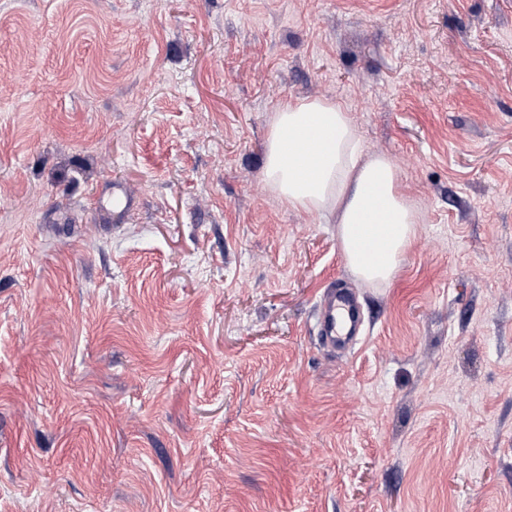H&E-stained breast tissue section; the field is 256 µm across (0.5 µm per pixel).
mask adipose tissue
Wrapping results in <instances>:
<instances>
[{
	"mask_svg": "<svg viewBox=\"0 0 512 512\" xmlns=\"http://www.w3.org/2000/svg\"><path fill=\"white\" fill-rule=\"evenodd\" d=\"M264 172L288 207L334 216L342 255L359 280H394L416 212L392 162L364 156L348 112L321 99L280 105L270 123Z\"/></svg>",
	"mask_w": 512,
	"mask_h": 512,
	"instance_id": "obj_1",
	"label": "adipose tissue"
}]
</instances>
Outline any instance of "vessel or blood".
<instances>
[{
	"label": "vessel or blood",
	"mask_w": 512,
	"mask_h": 512,
	"mask_svg": "<svg viewBox=\"0 0 512 512\" xmlns=\"http://www.w3.org/2000/svg\"><path fill=\"white\" fill-rule=\"evenodd\" d=\"M361 311L346 290L326 287L318 302L316 328L322 343L328 349L343 346L354 349L361 341Z\"/></svg>",
	"instance_id": "obj_1"
}]
</instances>
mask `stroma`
<instances>
[{
  "mask_svg": "<svg viewBox=\"0 0 512 512\" xmlns=\"http://www.w3.org/2000/svg\"><path fill=\"white\" fill-rule=\"evenodd\" d=\"M317 97L417 207L389 286L266 181ZM0 512H512V0H0ZM362 314L348 290L327 286L317 306L316 328L322 343L336 353V344L352 351L361 341Z\"/></svg>",
  "mask_w": 512,
  "mask_h": 512,
  "instance_id": "1",
  "label": "stroma"
}]
</instances>
